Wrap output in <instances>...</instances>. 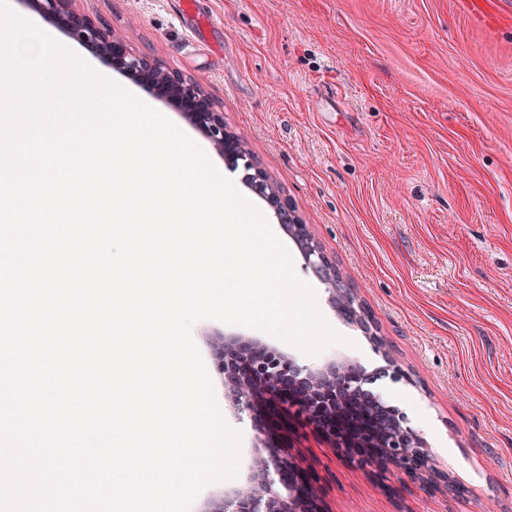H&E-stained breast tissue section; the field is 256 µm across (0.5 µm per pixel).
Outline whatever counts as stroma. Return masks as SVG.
Segmentation results:
<instances>
[{"label":"stroma","instance_id":"1","mask_svg":"<svg viewBox=\"0 0 512 512\" xmlns=\"http://www.w3.org/2000/svg\"><path fill=\"white\" fill-rule=\"evenodd\" d=\"M136 52L199 84L372 315L382 346L340 316L267 204L228 172L286 247L343 341L315 356L255 328L196 321L205 365L249 338L317 367L407 379L375 389L428 442L464 497L390 473L386 487L311 429L278 431L325 491L329 512H512V0L494 18L461 0H76ZM241 433L238 480L256 456L251 422L212 374ZM236 479V480H237Z\"/></svg>","mask_w":512,"mask_h":512}]
</instances>
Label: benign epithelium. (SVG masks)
<instances>
[{"label": "benign epithelium", "instance_id": "obj_1", "mask_svg": "<svg viewBox=\"0 0 512 512\" xmlns=\"http://www.w3.org/2000/svg\"><path fill=\"white\" fill-rule=\"evenodd\" d=\"M28 4L130 80L151 88L203 131L229 166L243 159V142L224 127V113L215 109L201 88L135 53L107 24L78 11L73 0H28ZM266 184V202L279 223L292 221L288 232L301 244L305 263L327 285L333 307L371 334L364 316L351 305L352 289L313 241L309 225L302 223L285 200H277L272 180ZM216 369L224 375L229 402L250 416L257 447L264 452L255 458L249 478L211 502L204 512H325L322 487L306 472L302 457L267 435L264 414L271 405L311 428L335 452L380 484L386 473L398 472L418 475L440 490L450 488L446 477L438 474L425 439L398 408L369 388L372 377L352 360L340 358L312 368L275 347L240 339L218 348ZM346 407L355 408L360 418L371 424L374 442L350 441L349 432L339 423Z\"/></svg>", "mask_w": 512, "mask_h": 512}]
</instances>
